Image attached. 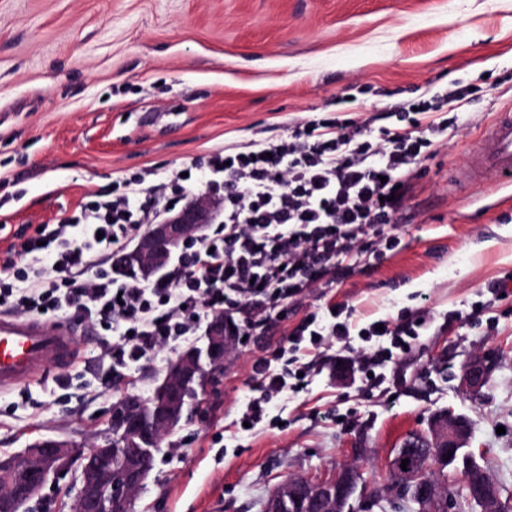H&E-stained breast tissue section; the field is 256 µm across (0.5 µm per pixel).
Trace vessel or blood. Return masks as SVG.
<instances>
[{
	"instance_id": "vessel-or-blood-1",
	"label": "vessel or blood",
	"mask_w": 512,
	"mask_h": 512,
	"mask_svg": "<svg viewBox=\"0 0 512 512\" xmlns=\"http://www.w3.org/2000/svg\"><path fill=\"white\" fill-rule=\"evenodd\" d=\"M461 176L478 185L512 184V109L495 120L469 149ZM89 325L74 320L48 327L36 318L0 313V392L34 382L48 365L71 367L77 359V339L91 335Z\"/></svg>"
}]
</instances>
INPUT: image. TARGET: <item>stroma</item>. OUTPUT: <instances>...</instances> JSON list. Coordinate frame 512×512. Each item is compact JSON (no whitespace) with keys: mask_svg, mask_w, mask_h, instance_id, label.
Masks as SVG:
<instances>
[{"mask_svg":"<svg viewBox=\"0 0 512 512\" xmlns=\"http://www.w3.org/2000/svg\"><path fill=\"white\" fill-rule=\"evenodd\" d=\"M471 87L464 130L422 160L396 215L401 244L359 256L337 287L293 305L263 342L235 349L222 381L168 436L132 512H262L279 483L329 481L348 466L356 493L384 492L408 435L434 414L471 424L469 446L512 499V203L495 186L455 184L495 112L512 106V0H0V251L130 175L158 183L193 158L286 137L313 119L388 125L394 112ZM352 96L340 107L337 97ZM346 305L365 323L428 310L381 385L338 375L323 346L306 392L275 401L254 431L230 435L251 394V365L306 311ZM471 314L468 325L452 311ZM101 336L66 370L0 392V458L52 438L79 449L112 434L120 395L149 397L176 350L114 381ZM496 368L461 384L472 356ZM178 454H170V442Z\"/></svg>","mask_w":512,"mask_h":512,"instance_id":"obj_1","label":"stroma"}]
</instances>
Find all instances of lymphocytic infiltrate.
<instances>
[{"label": "lymphocytic infiltrate", "mask_w": 512, "mask_h": 512, "mask_svg": "<svg viewBox=\"0 0 512 512\" xmlns=\"http://www.w3.org/2000/svg\"><path fill=\"white\" fill-rule=\"evenodd\" d=\"M465 99L456 89L444 99L449 117L428 118L422 104L378 128L312 120L280 141L193 160L188 174L172 170L156 185L126 178L115 197L89 201L79 216L43 225L0 254V307L51 327L64 316L98 325L114 337L101 356L116 377L205 335L218 318L233 329L235 345L268 335L297 297L350 275L355 257L379 260L400 245L394 217L413 167L462 130L457 113ZM218 200L222 221L191 238L153 278L112 265L169 206ZM352 316L346 305L314 307L288 347L257 357L253 394L235 429L261 423L273 400L304 392L309 357L325 343L347 349L359 337L353 364L373 382L380 364L407 353L426 323L422 310L362 326ZM386 337L389 348L368 351V341Z\"/></svg>", "instance_id": "obj_1"}]
</instances>
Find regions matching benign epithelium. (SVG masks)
Listing matches in <instances>:
<instances>
[{
	"mask_svg": "<svg viewBox=\"0 0 512 512\" xmlns=\"http://www.w3.org/2000/svg\"><path fill=\"white\" fill-rule=\"evenodd\" d=\"M215 219L216 214L195 208L171 213L140 236L135 248L124 256L125 262L135 265L142 277L151 278L189 238L202 234ZM228 350L224 320H216L202 344L191 345L170 362L162 384L143 403L147 414L114 413V418L123 422L121 447L131 448L136 440H150L165 429L178 427L186 411L183 389L193 381L207 385L218 382ZM491 373V360L475 357L464 365L461 384L476 391L485 385ZM431 438L433 452L439 460L447 456L446 464H462L461 474L469 488L468 501L478 512H505L499 485L467 450L468 420L449 411L440 413L431 422ZM151 452L150 448L138 449L141 460L136 474L138 487L152 470ZM71 453L70 445L63 441L41 439L26 452L1 460L0 474L6 476L15 468H25L30 476L25 489L26 501H37L43 497L47 485L57 483L69 473ZM79 455L82 460L80 488L74 498L78 512H122V507L133 497V485L125 473L112 464V442L90 445ZM429 470L428 462L419 470H397L396 478L387 488L386 499H410L420 504V512H427L426 504L436 501L439 490L434 479L425 475ZM359 479L356 469L346 468L328 482L290 480L283 485L288 496H270L265 512H283L287 506L301 508L303 512H344Z\"/></svg>",
	"mask_w": 512,
	"mask_h": 512,
	"instance_id": "7a95c632",
	"label": "benign epithelium"
}]
</instances>
